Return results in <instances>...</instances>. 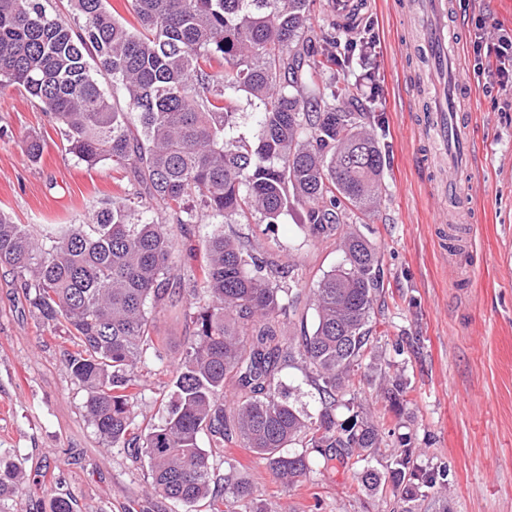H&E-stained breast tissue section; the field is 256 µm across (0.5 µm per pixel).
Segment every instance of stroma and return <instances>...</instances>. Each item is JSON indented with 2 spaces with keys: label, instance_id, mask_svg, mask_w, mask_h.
Wrapping results in <instances>:
<instances>
[{
  "label": "stroma",
  "instance_id": "obj_1",
  "mask_svg": "<svg viewBox=\"0 0 512 512\" xmlns=\"http://www.w3.org/2000/svg\"><path fill=\"white\" fill-rule=\"evenodd\" d=\"M405 0H371L359 36L373 40L378 87L374 132L388 151L378 207L351 224L374 244L384 271L385 305L377 316L378 354L404 371L411 403L401 418L385 414L382 397L357 384L358 403L383 415L384 427L409 434L414 447L448 469V512H512V89H486L495 58L473 44L512 32V0H454L463 27L461 67L473 93L472 208L461 220L466 248L448 249L447 199L430 160L420 113L409 102L428 91V64L410 53L418 28ZM44 140L39 162L24 151L28 133ZM125 172L88 169L66 157L53 122L18 86H0V210L19 224H80L100 202L122 195ZM301 210L278 224L241 220L225 225L247 249L293 262L302 298L291 314L292 334L312 326L308 302L324 273L342 260L335 240H315L300 226ZM154 333L164 361L146 358L131 399L137 420L159 419L171 366L190 334L180 310L166 308ZM70 344L38 325L25 293L0 268V453L29 477L25 494L0 499V512H52L55 497L77 512H188L152 495L145 460L111 448L87 419V391L65 366ZM235 459L259 498L276 512H401L399 496L358 487L352 470L313 465L284 486L262 461L237 447L210 459L216 473Z\"/></svg>",
  "mask_w": 512,
  "mask_h": 512
}]
</instances>
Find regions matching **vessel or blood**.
Segmentation results:
<instances>
[{
	"mask_svg": "<svg viewBox=\"0 0 512 512\" xmlns=\"http://www.w3.org/2000/svg\"><path fill=\"white\" fill-rule=\"evenodd\" d=\"M360 0H335L336 21L341 26L352 27L359 16ZM413 18L418 26L417 51L433 61V70L456 67L460 61V47L455 35L459 27L452 0H412ZM472 107L471 96L462 83L448 82L445 100L430 99L426 105L431 137L442 143L438 157L441 169L447 171L444 191L449 201H465L471 192L467 178L465 154L470 151L466 114Z\"/></svg>",
	"mask_w": 512,
	"mask_h": 512,
	"instance_id": "1",
	"label": "vessel or blood"
}]
</instances>
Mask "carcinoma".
Here are the masks:
<instances>
[{
  "label": "carcinoma",
  "mask_w": 512,
  "mask_h": 512,
  "mask_svg": "<svg viewBox=\"0 0 512 512\" xmlns=\"http://www.w3.org/2000/svg\"><path fill=\"white\" fill-rule=\"evenodd\" d=\"M65 19L49 0H0V85H17L50 115L66 154L93 169H126L130 188L101 203L85 224L53 236L0 213V267L24 289L38 321L60 329L74 351L67 370L87 388L85 412L107 445L146 459L154 494L210 512H272L237 465L220 477L209 447L248 449L285 486L306 475L318 454L354 469L377 494L401 493L402 512H448L447 468L421 463L403 437L386 468L382 435L355 406L359 371L401 416L408 384L390 375L372 347L375 306L384 293L373 244L347 224L381 199L386 155L367 126L377 97L325 83L346 48L307 25L309 0H125L130 18L107 0H69ZM250 107L253 139L232 137ZM136 114V122L130 114ZM42 137L25 138L32 162ZM304 211L314 239H334L342 262L313 289L312 332L284 333L297 302L292 269L245 251L213 228L199 267L178 265L170 225L206 217L230 224L260 215L276 224L288 206ZM179 308L193 327L174 367L165 412L136 422L129 398L147 353L162 362L152 336L157 309ZM304 372L321 409L288 401L279 374ZM28 477L0 454V497Z\"/></svg>",
  "instance_id": "1"
}]
</instances>
